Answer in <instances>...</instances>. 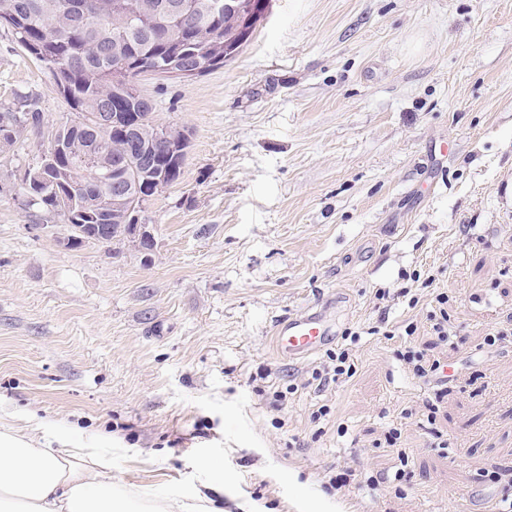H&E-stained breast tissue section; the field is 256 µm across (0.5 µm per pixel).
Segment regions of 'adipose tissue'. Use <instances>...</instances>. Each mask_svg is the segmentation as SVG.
Wrapping results in <instances>:
<instances>
[{
  "mask_svg": "<svg viewBox=\"0 0 512 512\" xmlns=\"http://www.w3.org/2000/svg\"><path fill=\"white\" fill-rule=\"evenodd\" d=\"M0 512H222L209 491L158 499L112 482L108 448H54L0 418Z\"/></svg>",
  "mask_w": 512,
  "mask_h": 512,
  "instance_id": "obj_1",
  "label": "adipose tissue"
}]
</instances>
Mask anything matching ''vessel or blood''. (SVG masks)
<instances>
[{
	"mask_svg": "<svg viewBox=\"0 0 512 512\" xmlns=\"http://www.w3.org/2000/svg\"><path fill=\"white\" fill-rule=\"evenodd\" d=\"M274 335L277 352L295 357L319 351L331 340L332 331L322 313L311 308L278 323Z\"/></svg>",
	"mask_w": 512,
	"mask_h": 512,
	"instance_id": "vessel-or-blood-1",
	"label": "vessel or blood"
}]
</instances>
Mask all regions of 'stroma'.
I'll return each mask as SVG.
<instances>
[{
	"mask_svg": "<svg viewBox=\"0 0 512 512\" xmlns=\"http://www.w3.org/2000/svg\"><path fill=\"white\" fill-rule=\"evenodd\" d=\"M139 86L191 136L143 214L151 259L57 245L62 217L16 184L46 139L0 166V413L113 445V483L161 497L217 461L224 512H485L478 474L512 489V0H271L224 67ZM24 97L70 113L0 27V107ZM320 301L325 350L277 353ZM341 347L356 374L319 386ZM408 350L454 374L433 418ZM448 295L444 292L438 293L435 297V307L429 311L428 318L432 329L442 340H448L451 334V326L448 324Z\"/></svg>",
	"mask_w": 512,
	"mask_h": 512,
	"instance_id": "1",
	"label": "stroma"
}]
</instances>
